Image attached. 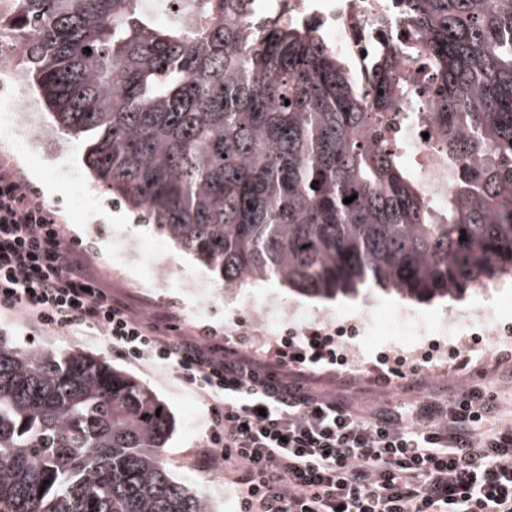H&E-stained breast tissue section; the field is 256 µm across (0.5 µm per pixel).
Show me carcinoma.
Masks as SVG:
<instances>
[{"mask_svg":"<svg viewBox=\"0 0 512 512\" xmlns=\"http://www.w3.org/2000/svg\"><path fill=\"white\" fill-rule=\"evenodd\" d=\"M10 2L0 35L23 46L15 75L52 138L79 141L94 185L223 288L430 302L512 274V0H403L444 204L367 137L405 96L392 64L363 83L311 21L250 23L246 0H181L166 22L147 0ZM174 427L106 357L0 332V512H212L166 464Z\"/></svg>","mask_w":512,"mask_h":512,"instance_id":"cac0c4a2","label":"carcinoma"}]
</instances>
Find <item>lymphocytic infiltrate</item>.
<instances>
[{"label":"lymphocytic infiltrate","instance_id":"lymphocytic-infiltrate-1","mask_svg":"<svg viewBox=\"0 0 512 512\" xmlns=\"http://www.w3.org/2000/svg\"><path fill=\"white\" fill-rule=\"evenodd\" d=\"M0 309L40 327L98 331L118 356L170 370L208 404L246 512H512V407L479 387L411 413L366 410L318 387L327 328L283 338L274 361L171 335L110 297L52 211L0 160Z\"/></svg>","mask_w":512,"mask_h":512}]
</instances>
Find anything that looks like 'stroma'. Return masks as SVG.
I'll return each mask as SVG.
<instances>
[{
  "mask_svg": "<svg viewBox=\"0 0 512 512\" xmlns=\"http://www.w3.org/2000/svg\"><path fill=\"white\" fill-rule=\"evenodd\" d=\"M56 153L73 170V177H56L50 162L24 159L11 143L0 139V159L11 163L36 197L55 214L66 243L82 252L91 270L103 278L112 298L135 311L169 320L175 335L188 337L197 334L199 329L208 328L213 330L215 340L231 336L237 347L264 357L287 327L282 323L257 324L252 321L247 307L272 300L281 308L300 314L296 326L300 333L338 319L357 322V336L337 339L341 354L347 358L346 364L321 380L323 388L336 395L402 411L410 410L415 401L428 395L452 397L467 384L481 385L489 395L501 401L512 398V363L501 367L494 364L499 349L512 345V287L506 288L508 300L504 303L497 297L470 290L450 303L439 300L415 304V311L430 321L443 318L452 305L473 313L490 310L492 319L485 325L474 321L461 323L457 331L458 351L448 359L428 355V348L437 340L436 334L429 330L409 331L410 350L400 354L396 351L397 337L390 335L379 322L363 320L369 311L397 307L400 300L395 295L375 290L360 295L355 303L323 304L306 301L302 295L273 279L222 289L213 274L189 253L156 231L139 226L134 214L122 202L105 196L100 197L94 211L85 214L82 223H75L70 202L78 183H89V174L78 144H58ZM56 179L66 188L63 195L55 196L45 190L46 183ZM126 241L160 244L161 250L153 264H168L174 281L167 287H158L152 277L153 264L127 265L122 254V244ZM192 280L209 283V295L204 297L189 289L188 283ZM0 330L7 331L22 348L46 345L55 350L80 348L109 355L102 336L93 332L51 334L10 314L0 315ZM110 357L114 366L151 388L174 415L176 430L166 450L167 465L173 474L208 498L216 512H242L239 486L233 477L220 473L214 461L199 457L208 434L210 414L197 394L168 370L133 365L116 355ZM396 357L402 358L405 367H416V374L394 380L382 391L373 387L371 378L387 369L389 360Z\"/></svg>",
  "mask_w": 512,
  "mask_h": 512,
  "instance_id": "35a3bbf8",
  "label": "stroma"
}]
</instances>
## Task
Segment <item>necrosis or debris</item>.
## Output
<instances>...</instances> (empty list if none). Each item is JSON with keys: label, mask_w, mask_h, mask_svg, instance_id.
I'll list each match as a JSON object with an SVG mask.
<instances>
[{"label": "necrosis or debris", "mask_w": 512, "mask_h": 512, "mask_svg": "<svg viewBox=\"0 0 512 512\" xmlns=\"http://www.w3.org/2000/svg\"><path fill=\"white\" fill-rule=\"evenodd\" d=\"M252 6L256 17L275 10L290 20L314 21L324 41L348 56L361 73L374 59L396 54L399 74L410 89L400 111L387 113L378 124L377 140L408 157L424 193L438 202L447 200L454 182L448 175L440 125L421 102L424 87L408 56L413 36L402 21L401 0H252ZM5 87L0 78V138L19 148L38 146L46 137L45 128Z\"/></svg>", "instance_id": "necrosis-or-debris-1"}]
</instances>
